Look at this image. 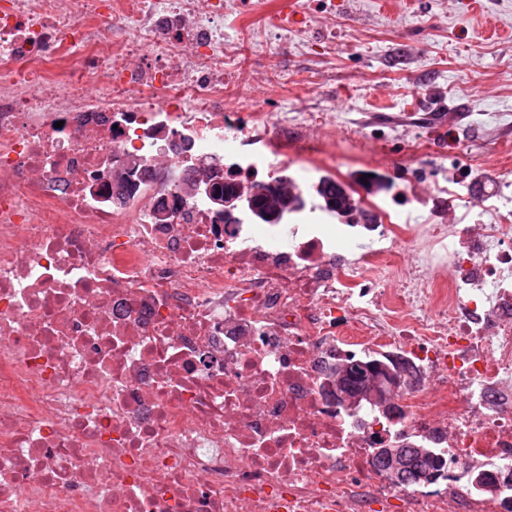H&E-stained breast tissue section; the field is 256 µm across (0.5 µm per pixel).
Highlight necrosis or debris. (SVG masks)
Returning a JSON list of instances; mask_svg holds the SVG:
<instances>
[{"label": "necrosis or debris", "instance_id": "necrosis-or-debris-1", "mask_svg": "<svg viewBox=\"0 0 512 512\" xmlns=\"http://www.w3.org/2000/svg\"><path fill=\"white\" fill-rule=\"evenodd\" d=\"M254 0H0V512H512V195L474 224L435 165L376 223L314 201L280 224L207 194L155 211L198 169L310 190L302 135L337 112H258L224 18ZM137 188L112 200L115 172ZM413 210L418 223L401 217ZM398 355L424 376L392 422L336 398V363ZM434 448L401 486L373 461ZM497 485L476 491L474 469ZM397 451L398 461L401 464L399 469L393 466L390 457H383L379 454L393 456V448H389L383 439L378 440L375 459L377 463L395 475L401 485H413L427 482L423 477L434 476V471L441 467L439 457L432 448H394Z\"/></svg>", "mask_w": 512, "mask_h": 512}]
</instances>
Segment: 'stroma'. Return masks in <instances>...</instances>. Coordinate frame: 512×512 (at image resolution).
Masks as SVG:
<instances>
[{
  "label": "stroma",
  "mask_w": 512,
  "mask_h": 512,
  "mask_svg": "<svg viewBox=\"0 0 512 512\" xmlns=\"http://www.w3.org/2000/svg\"><path fill=\"white\" fill-rule=\"evenodd\" d=\"M288 20L303 27L300 45L256 61L251 72L262 87L276 68L290 80L275 101L259 100L258 111L350 113L359 134L349 177L376 150L421 191L433 160L406 155L393 140L372 141L370 132L412 117L455 131L459 144L434 150L447 155L450 182L484 198L483 177L465 166L473 156L512 153V0H336L327 19L308 0H291Z\"/></svg>",
  "instance_id": "1"
}]
</instances>
